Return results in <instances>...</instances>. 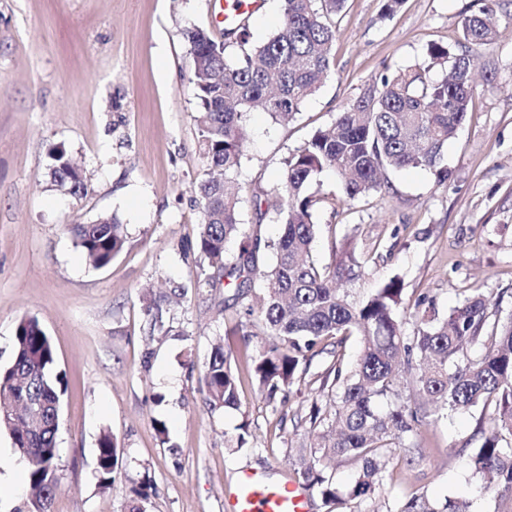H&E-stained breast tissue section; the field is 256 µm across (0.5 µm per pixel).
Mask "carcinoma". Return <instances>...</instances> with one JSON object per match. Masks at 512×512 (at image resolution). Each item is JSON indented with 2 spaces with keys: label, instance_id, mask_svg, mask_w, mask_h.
<instances>
[{
  "label": "carcinoma",
  "instance_id": "carcinoma-1",
  "mask_svg": "<svg viewBox=\"0 0 512 512\" xmlns=\"http://www.w3.org/2000/svg\"><path fill=\"white\" fill-rule=\"evenodd\" d=\"M278 29L258 45L249 42V20L224 31L216 41L206 30L187 33L191 46L199 150L208 177L194 183L201 208L198 250L204 259L194 288H213L217 279L234 290L239 318H257L263 341L251 345L240 338L252 383L269 399L288 403L292 386L307 374L312 358L332 357L323 378L325 397L312 399L309 423L317 446L300 455L299 474L318 494L326 512H354L352 505L376 499L393 480V449L406 451V440L421 435L452 412L482 409L489 430L469 455L472 476L493 494L494 512H512V313L493 323L491 302L477 293L441 317L433 302L422 297L409 313L404 285L392 276L359 294L351 284L363 276V262L351 246L332 266L312 255L315 214L326 203L311 193L313 178L332 170L346 199L382 193L387 168H438L444 147L469 112L475 90L470 51L495 42V5L483 6L461 20L460 52L428 45L423 64L384 75L337 113L325 130L316 131L283 159L279 184L264 192L266 211L275 213L282 230L274 241L255 234L235 260L226 245L242 232V197L236 175L243 156L241 131L248 113L259 110L280 122L297 114L330 70L336 29L329 16L344 0H280ZM239 50L235 64L226 61L230 46ZM449 67L439 81L427 73ZM54 182L81 198L88 184L64 150L53 154ZM77 245L94 269L109 265L125 248L124 225L114 215L73 226ZM270 251L265 258L261 249ZM260 285L255 295L254 285ZM189 287L178 284L147 300L148 334L164 329L163 308L183 299ZM414 318L406 332V315ZM356 336L361 352L356 363L344 362L346 343ZM478 347L480 354L470 351ZM50 337L34 317L19 320L13 356L0 366V432L9 433L18 456L26 463L36 498L30 512H47L57 489L55 460L58 429L50 412L65 392L55 373ZM32 381L30 394L43 410L44 427L27 429L26 417L6 405L26 396L19 381ZM206 405L211 410L237 409L243 378L231 363L224 343L215 344L204 366ZM120 449L116 438L99 439L97 473L103 489L114 482ZM354 467L347 484L327 472L329 461ZM383 512H471L470 503L426 492L384 503Z\"/></svg>",
  "mask_w": 512,
  "mask_h": 512
}]
</instances>
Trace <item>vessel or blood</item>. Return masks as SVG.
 Returning <instances> with one entry per match:
<instances>
[{
  "mask_svg": "<svg viewBox=\"0 0 512 512\" xmlns=\"http://www.w3.org/2000/svg\"><path fill=\"white\" fill-rule=\"evenodd\" d=\"M262 7V0H233L225 12L227 24L238 23ZM312 492L290 479L270 480L262 473L241 471L235 488L225 501L226 512H311Z\"/></svg>",
  "mask_w": 512,
  "mask_h": 512,
  "instance_id": "vessel-or-blood-1",
  "label": "vessel or blood"
}]
</instances>
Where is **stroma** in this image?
<instances>
[{
	"label": "stroma",
	"instance_id": "35a3bbf8",
	"mask_svg": "<svg viewBox=\"0 0 512 512\" xmlns=\"http://www.w3.org/2000/svg\"><path fill=\"white\" fill-rule=\"evenodd\" d=\"M381 0H346L337 13L333 63L289 123L248 113L237 180L243 234L272 240L274 214L254 201L276 185L283 160L381 75L421 62L429 44L456 48L464 15L481 0H405L382 17ZM500 36L477 49L469 112L443 152L448 180L429 168L390 169L382 195L346 201L326 170L312 190L337 198L317 216L314 257L334 264L346 239L358 253L377 244L358 281L367 291L400 276L408 298L427 297L446 315L474 292L512 313V0H498ZM223 40L217 0H0V366L12 357L18 321L38 319L54 346L62 398L51 512H130L148 484L147 512H224L241 470L294 476L290 449L309 446L312 395L330 365L313 358L287 404L244 385L238 409L209 410L203 369L215 339L237 318L220 288L189 292L172 306L165 332L147 333L146 288L193 280L200 207L192 190L208 169L198 146L187 30ZM497 73L487 83V73ZM61 149L88 175L75 198L52 181ZM116 214L124 251L102 269L85 261L71 230ZM480 410L425 427L422 460L382 492L417 491L494 500L471 478L469 451L481 444ZM250 449H228L240 424ZM121 449L109 490L97 480L98 440ZM26 466L0 433V512H27Z\"/></svg>",
	"mask_w": 512,
	"mask_h": 512
}]
</instances>
